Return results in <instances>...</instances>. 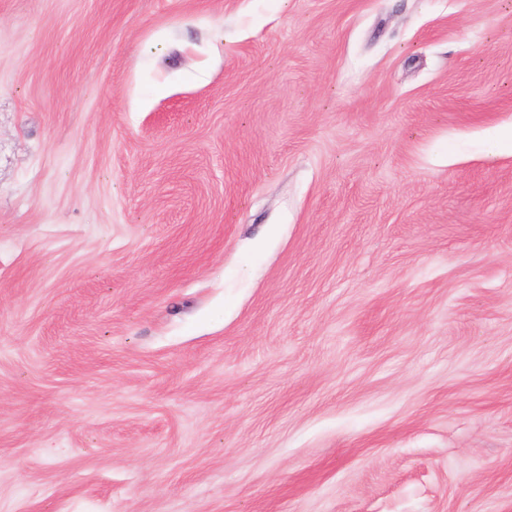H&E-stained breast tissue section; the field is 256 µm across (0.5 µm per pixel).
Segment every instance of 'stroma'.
<instances>
[{
  "label": "stroma",
  "instance_id": "1",
  "mask_svg": "<svg viewBox=\"0 0 512 512\" xmlns=\"http://www.w3.org/2000/svg\"><path fill=\"white\" fill-rule=\"evenodd\" d=\"M512 0H0V512H512Z\"/></svg>",
  "mask_w": 512,
  "mask_h": 512
}]
</instances>
